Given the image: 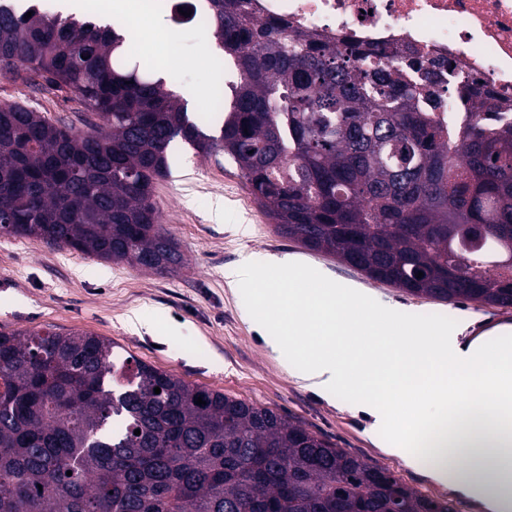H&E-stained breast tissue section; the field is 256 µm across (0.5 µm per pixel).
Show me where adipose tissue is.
<instances>
[{
  "mask_svg": "<svg viewBox=\"0 0 512 512\" xmlns=\"http://www.w3.org/2000/svg\"><path fill=\"white\" fill-rule=\"evenodd\" d=\"M272 267L288 270L292 262L247 259L224 277L236 287L260 283L254 328L272 352L292 357L291 375L327 399L345 389L353 411L384 422L408 464L416 458L407 442L429 437L441 459L431 478L480 512H512V355L461 346L454 333L408 329L400 307L376 308L346 284L312 287L301 277L275 287L267 281ZM397 398L407 407L391 422ZM425 399L442 406L434 418L420 411Z\"/></svg>",
  "mask_w": 512,
  "mask_h": 512,
  "instance_id": "1",
  "label": "adipose tissue"
}]
</instances>
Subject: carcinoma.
Segmentation results:
<instances>
[{"label":"carcinoma","mask_w":512,"mask_h":512,"mask_svg":"<svg viewBox=\"0 0 512 512\" xmlns=\"http://www.w3.org/2000/svg\"><path fill=\"white\" fill-rule=\"evenodd\" d=\"M209 2L212 37L238 73L213 108L217 135L129 64L127 27L0 11V72L66 87L103 121L78 134L0 106V236L177 271L183 256L152 196L179 137L232 159L277 233L302 247L411 295L512 307V125L482 118L501 111L497 97L464 86L471 119L456 137L432 116L439 63L421 52L330 45L257 21L251 0ZM463 224L481 225L480 240ZM0 512L454 507L275 409L119 363L108 338L26 329L0 331Z\"/></svg>","instance_id":"1"}]
</instances>
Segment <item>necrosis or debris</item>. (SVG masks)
<instances>
[{
  "mask_svg": "<svg viewBox=\"0 0 512 512\" xmlns=\"http://www.w3.org/2000/svg\"><path fill=\"white\" fill-rule=\"evenodd\" d=\"M144 6L176 29L209 20L205 0H144ZM254 8L259 19H286L324 41L391 43L451 62L452 70L438 72L448 89L436 113L444 124L464 118L466 78L512 100V0H255Z\"/></svg>",
  "mask_w": 512,
  "mask_h": 512,
  "instance_id": "4bbe7bcc",
  "label": "necrosis or debris"
}]
</instances>
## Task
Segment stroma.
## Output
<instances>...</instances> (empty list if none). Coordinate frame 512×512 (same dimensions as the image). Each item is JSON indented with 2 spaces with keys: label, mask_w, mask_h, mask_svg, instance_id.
Segmentation results:
<instances>
[{
  "label": "stroma",
  "mask_w": 512,
  "mask_h": 512,
  "mask_svg": "<svg viewBox=\"0 0 512 512\" xmlns=\"http://www.w3.org/2000/svg\"><path fill=\"white\" fill-rule=\"evenodd\" d=\"M132 29L149 36L150 51L163 61L171 90H195L190 112L197 116L207 109L213 75L201 52L206 31L182 30L175 53L151 14L142 15ZM12 103L65 120L77 131L88 129L90 113L70 90L0 75V105ZM169 153L170 174L156 182L153 200L160 224L184 254V267L157 275L33 237H1L0 330L54 326L107 337L116 343L118 358L130 355L187 382L277 409L337 447L389 469L410 488L438 501L451 499L428 476L425 463L410 466L390 453L386 436L372 430L370 419L354 414L341 396L325 400L292 378L287 355L269 352L252 328L258 284L230 287L224 272L248 257L286 256L301 272L364 290L377 306H402L418 328L453 329L471 319L458 338L463 346L493 321L504 326L497 344L511 343L512 307L427 300L372 281L333 257L307 253L277 234L230 159L201 156L179 139ZM132 316L151 324L153 333L133 329Z\"/></svg>",
  "instance_id": "obj_1"
}]
</instances>
